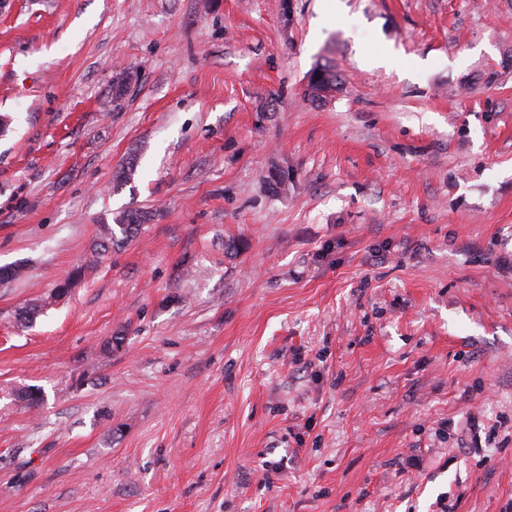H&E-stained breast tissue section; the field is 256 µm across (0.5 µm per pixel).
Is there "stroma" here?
I'll use <instances>...</instances> for the list:
<instances>
[{
    "mask_svg": "<svg viewBox=\"0 0 512 512\" xmlns=\"http://www.w3.org/2000/svg\"><path fill=\"white\" fill-rule=\"evenodd\" d=\"M0 115V512H512V0H0ZM148 212L139 208H130L115 217V224L100 225L99 237L96 243V250L98 254L107 252L112 248H119L125 244L129 239L137 235L142 224L149 218ZM116 226L118 229L114 228Z\"/></svg>",
    "mask_w": 512,
    "mask_h": 512,
    "instance_id": "35a3bbf8",
    "label": "stroma"
}]
</instances>
